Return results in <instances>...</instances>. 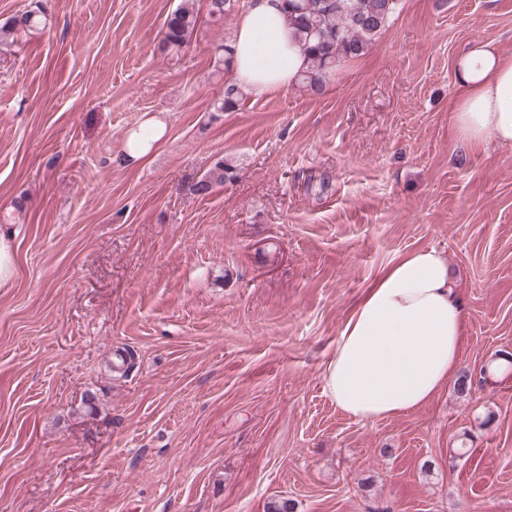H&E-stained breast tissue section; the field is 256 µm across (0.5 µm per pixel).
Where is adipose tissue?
Here are the masks:
<instances>
[{
	"label": "adipose tissue",
	"instance_id": "1",
	"mask_svg": "<svg viewBox=\"0 0 512 512\" xmlns=\"http://www.w3.org/2000/svg\"><path fill=\"white\" fill-rule=\"evenodd\" d=\"M233 38L232 69L254 96L296 82L308 53L283 0H246ZM454 122L464 143L512 147V55L497 41L467 44L456 56ZM148 118L129 132L122 160L149 158L165 134ZM464 314L448 259L435 247L404 254L375 279L344 322L323 367L324 390L344 413L377 420L428 402L459 372Z\"/></svg>",
	"mask_w": 512,
	"mask_h": 512
}]
</instances>
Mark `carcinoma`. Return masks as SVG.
<instances>
[{
    "label": "carcinoma",
    "instance_id": "cac0c4a2",
    "mask_svg": "<svg viewBox=\"0 0 512 512\" xmlns=\"http://www.w3.org/2000/svg\"><path fill=\"white\" fill-rule=\"evenodd\" d=\"M197 0H182L164 23L163 43L180 48L187 43L199 18ZM209 19L218 23L240 10V0H206ZM290 24L306 45L309 65L298 84L319 91L327 74L343 62L362 54L367 44L380 33L399 9V0H283ZM243 99L240 87L224 84V94L213 104L215 112L236 110ZM232 168L217 161L193 187L199 195L208 194L214 185L233 179Z\"/></svg>",
    "mask_w": 512,
    "mask_h": 512
}]
</instances>
